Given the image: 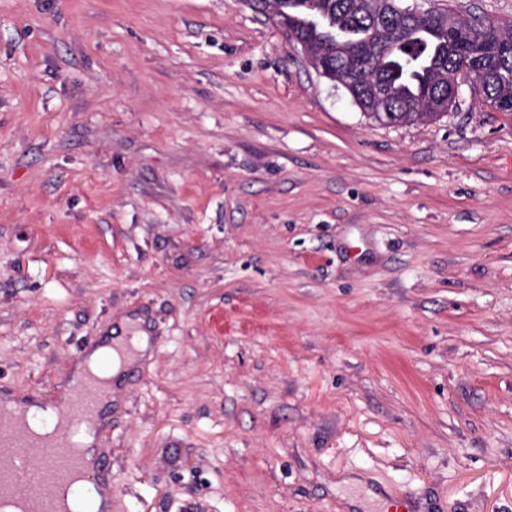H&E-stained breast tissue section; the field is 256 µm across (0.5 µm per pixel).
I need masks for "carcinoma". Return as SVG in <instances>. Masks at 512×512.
<instances>
[{
    "instance_id": "carcinoma-1",
    "label": "carcinoma",
    "mask_w": 512,
    "mask_h": 512,
    "mask_svg": "<svg viewBox=\"0 0 512 512\" xmlns=\"http://www.w3.org/2000/svg\"><path fill=\"white\" fill-rule=\"evenodd\" d=\"M256 9H273L307 47L314 67H335L316 55L338 43L350 47L354 101L370 86L387 92L390 112L382 124L432 121L440 112H423L432 101L448 99L449 81L462 68L476 72L481 102L512 94V33L497 27L448 30L451 10L419 16L398 0H253Z\"/></svg>"
}]
</instances>
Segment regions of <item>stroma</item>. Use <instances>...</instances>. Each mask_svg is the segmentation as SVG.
<instances>
[{
  "mask_svg": "<svg viewBox=\"0 0 512 512\" xmlns=\"http://www.w3.org/2000/svg\"><path fill=\"white\" fill-rule=\"evenodd\" d=\"M134 315L110 512H512V117L379 124L250 0H0V388Z\"/></svg>",
  "mask_w": 512,
  "mask_h": 512,
  "instance_id": "35a3bbf8",
  "label": "stroma"
}]
</instances>
